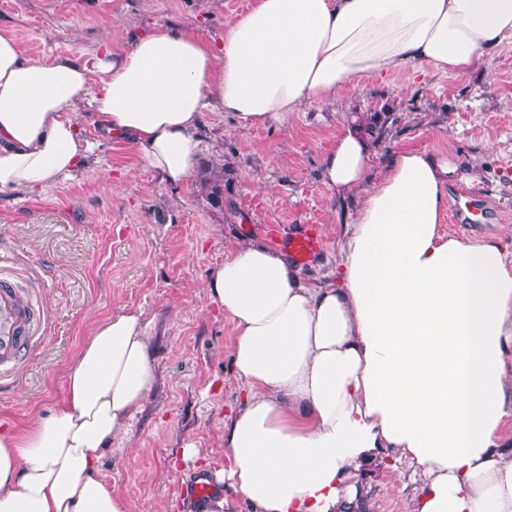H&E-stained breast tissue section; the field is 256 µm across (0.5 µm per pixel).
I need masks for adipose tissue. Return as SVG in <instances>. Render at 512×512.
I'll use <instances>...</instances> for the list:
<instances>
[{"label":"adipose tissue","mask_w":512,"mask_h":512,"mask_svg":"<svg viewBox=\"0 0 512 512\" xmlns=\"http://www.w3.org/2000/svg\"><path fill=\"white\" fill-rule=\"evenodd\" d=\"M510 39L512 0H255L221 41L158 25L83 60L30 56L0 32V194L84 172V106L177 185L197 165L205 113L265 126L365 74L467 72ZM370 160L352 125L321 158L331 199L362 198L322 282L257 240L207 274L245 391L213 481L252 512H367L366 469L402 459L419 476L407 512H512V258L439 229L449 184L478 183L480 169L402 149L375 180ZM154 325L140 309L99 323L50 412L0 432V512H128L97 473L151 395Z\"/></svg>","instance_id":"ef3b65f1"}]
</instances>
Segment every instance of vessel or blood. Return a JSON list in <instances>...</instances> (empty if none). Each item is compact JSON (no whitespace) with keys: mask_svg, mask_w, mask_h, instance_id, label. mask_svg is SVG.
Here are the masks:
<instances>
[{"mask_svg":"<svg viewBox=\"0 0 512 512\" xmlns=\"http://www.w3.org/2000/svg\"><path fill=\"white\" fill-rule=\"evenodd\" d=\"M311 231L295 234L288 248L300 263L316 252ZM47 315L32 290L23 285L11 255L0 250V380L12 376L24 355L44 337Z\"/></svg>","mask_w":512,"mask_h":512,"instance_id":"b4317fda","label":"vessel or blood"}]
</instances>
